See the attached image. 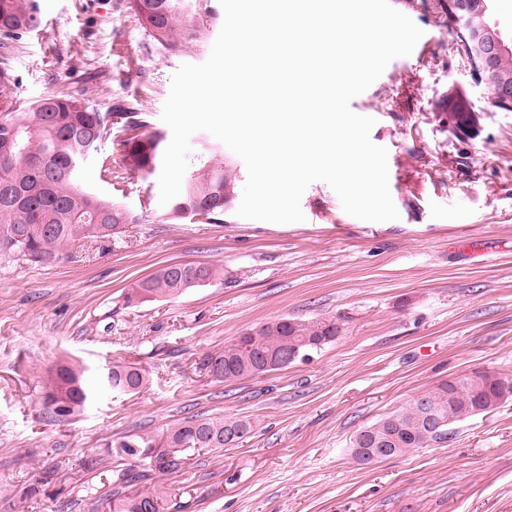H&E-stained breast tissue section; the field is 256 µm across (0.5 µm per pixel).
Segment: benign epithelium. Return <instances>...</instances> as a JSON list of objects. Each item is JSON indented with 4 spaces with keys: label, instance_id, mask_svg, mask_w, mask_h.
Segmentation results:
<instances>
[{
    "label": "benign epithelium",
    "instance_id": "benign-epithelium-1",
    "mask_svg": "<svg viewBox=\"0 0 512 512\" xmlns=\"http://www.w3.org/2000/svg\"><path fill=\"white\" fill-rule=\"evenodd\" d=\"M475 0H452L451 11L466 35L467 51L475 69L474 79L492 89L493 103L512 108V77L503 73L501 57L508 46L498 36L488 34L486 25L477 20L481 13L474 8Z\"/></svg>",
    "mask_w": 512,
    "mask_h": 512
}]
</instances>
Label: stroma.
<instances>
[{
  "label": "stroma",
  "instance_id": "1",
  "mask_svg": "<svg viewBox=\"0 0 512 512\" xmlns=\"http://www.w3.org/2000/svg\"><path fill=\"white\" fill-rule=\"evenodd\" d=\"M433 38L394 58L350 107L374 118L388 151L398 219L347 214L311 183L304 221L239 217L244 161L210 133L190 138L189 164L213 150L235 166L234 204L219 224L162 222L158 174L133 176L123 204L139 223L36 264L0 257V512H112V494H156L164 512H512V400L454 425L446 441L361 464L363 427L439 383L476 369L512 380V112L493 107L459 52L448 0H411ZM40 27L9 57L16 96L85 94L142 103L151 131L171 78L210 56L157 48L119 0H37ZM475 123L448 128L445 103ZM217 268L206 285L126 306L136 282L173 263ZM282 318L333 323L336 340L288 368L231 382L204 356ZM101 374L117 363L150 374L134 395L102 393L58 420L46 406L57 367ZM246 418L240 445L202 450L179 470L118 455L130 436L163 440L190 416ZM130 482L119 483L120 473Z\"/></svg>",
  "mask_w": 512,
  "mask_h": 512
}]
</instances>
